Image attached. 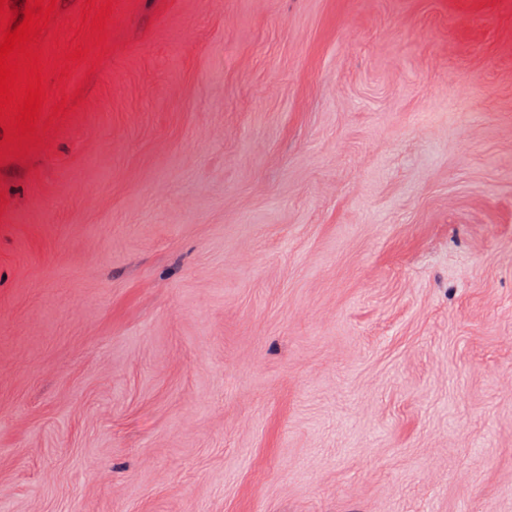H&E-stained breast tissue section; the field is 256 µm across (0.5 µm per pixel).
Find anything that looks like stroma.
Returning <instances> with one entry per match:
<instances>
[{
  "instance_id": "stroma-1",
  "label": "stroma",
  "mask_w": 512,
  "mask_h": 512,
  "mask_svg": "<svg viewBox=\"0 0 512 512\" xmlns=\"http://www.w3.org/2000/svg\"><path fill=\"white\" fill-rule=\"evenodd\" d=\"M105 25L0 162V512H512V0Z\"/></svg>"
}]
</instances>
